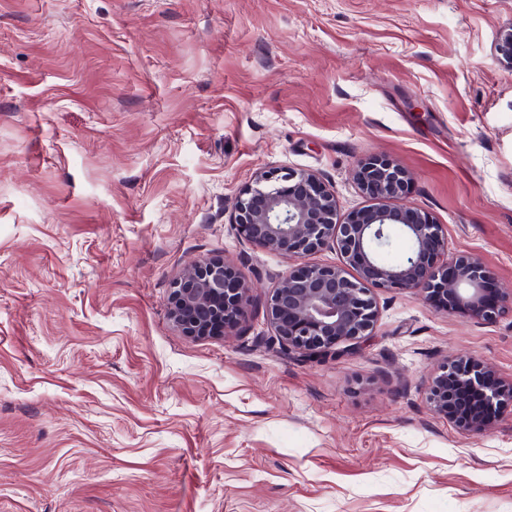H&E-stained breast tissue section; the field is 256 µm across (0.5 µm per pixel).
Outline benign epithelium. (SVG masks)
<instances>
[{
  "label": "benign epithelium",
  "mask_w": 512,
  "mask_h": 512,
  "mask_svg": "<svg viewBox=\"0 0 512 512\" xmlns=\"http://www.w3.org/2000/svg\"><path fill=\"white\" fill-rule=\"evenodd\" d=\"M357 181L367 195L390 204L337 217L332 192L310 171L259 173L238 199L234 222L255 245L297 258L336 246L343 266L300 264L283 275L267 302V319L279 343L313 354L355 352L374 333L378 320L373 289L448 291L457 311L494 320L502 306L481 304L491 273L465 256H448V242L434 218L397 202L406 178L383 160L363 162ZM408 244L397 263L381 259L392 233ZM355 275H350V271ZM249 288L242 273L219 258L191 264L176 279L169 316L190 337H222L244 318ZM473 389L491 403L512 407V383L505 384L482 360L459 356L445 365L428 393L433 410L448 413V379Z\"/></svg>",
  "instance_id": "7a95c632"
}]
</instances>
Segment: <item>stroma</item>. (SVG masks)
Wrapping results in <instances>:
<instances>
[{"instance_id": "1", "label": "stroma", "mask_w": 512, "mask_h": 512, "mask_svg": "<svg viewBox=\"0 0 512 512\" xmlns=\"http://www.w3.org/2000/svg\"><path fill=\"white\" fill-rule=\"evenodd\" d=\"M511 28L512 0H0V512H512V409L427 401L456 356L512 382V308L379 289L355 354L286 349L298 260L234 222L278 168L372 206L383 157L512 290ZM209 258L250 301L189 337L172 283Z\"/></svg>"}]
</instances>
